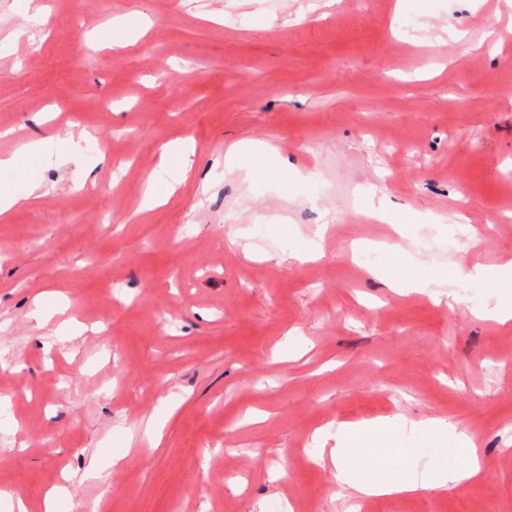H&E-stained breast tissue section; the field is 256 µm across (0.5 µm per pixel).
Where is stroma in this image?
Instances as JSON below:
<instances>
[{
	"label": "stroma",
	"mask_w": 512,
	"mask_h": 512,
	"mask_svg": "<svg viewBox=\"0 0 512 512\" xmlns=\"http://www.w3.org/2000/svg\"><path fill=\"white\" fill-rule=\"evenodd\" d=\"M42 2L0 0V155L84 128L85 162H107L76 191L51 151L47 195L0 217V490L29 512L62 485V512H352L314 431L401 415L440 419L411 440L427 457L468 432L483 475L369 512H512V322L473 314L497 288L455 268L512 254V0ZM131 12L154 21L136 45L86 40ZM174 139L194 167L139 212ZM242 139L275 145L292 178L226 172ZM370 195L405 236L365 215ZM316 239L323 258H290ZM387 264L438 280L441 302L371 276ZM42 292L81 336L36 328ZM170 395L154 448L142 426ZM96 450L122 456L101 480L83 475Z\"/></svg>",
	"instance_id": "stroma-1"
}]
</instances>
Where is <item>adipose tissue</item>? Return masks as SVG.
<instances>
[{
	"label": "adipose tissue",
	"mask_w": 512,
	"mask_h": 512,
	"mask_svg": "<svg viewBox=\"0 0 512 512\" xmlns=\"http://www.w3.org/2000/svg\"><path fill=\"white\" fill-rule=\"evenodd\" d=\"M54 137L24 145L19 151L0 158V170L29 164L30 170L24 191H0V216L32 205L43 189V179L32 159L39 157L44 148L54 144ZM192 151L187 141L176 139L163 145L158 164L159 174L151 178L144 193L143 206L151 209L163 203L171 193L170 182L160 181V174L177 172L186 177L192 166ZM252 161V176L262 180L269 163L277 161L275 146L252 140H241L228 147L224 156L227 168H234L240 158ZM439 421L429 418L413 422L402 416L379 417L372 420L340 423L336 431L322 428L316 431L319 449L315 460L319 466L332 467L337 481L355 497L386 498L460 485L480 476L482 472L478 450L473 437L467 432L453 434L441 458L422 461L415 449L406 445L408 436H415L438 426ZM335 446H328V439Z\"/></svg>",
	"instance_id": "obj_1"
}]
</instances>
